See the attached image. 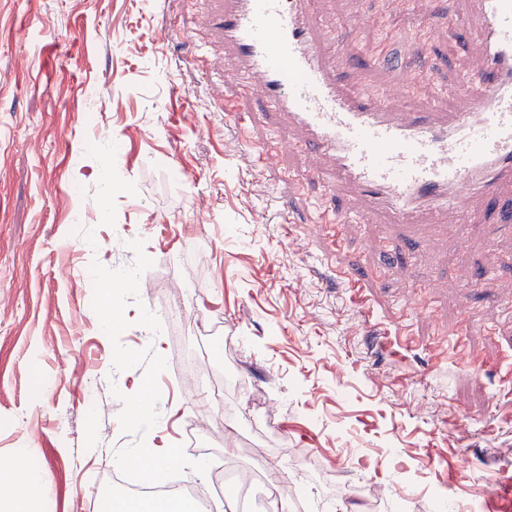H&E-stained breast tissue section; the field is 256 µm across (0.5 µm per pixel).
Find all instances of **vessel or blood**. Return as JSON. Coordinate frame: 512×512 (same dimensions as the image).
I'll return each mask as SVG.
<instances>
[{"mask_svg": "<svg viewBox=\"0 0 512 512\" xmlns=\"http://www.w3.org/2000/svg\"><path fill=\"white\" fill-rule=\"evenodd\" d=\"M481 23V55L466 82L472 92L452 112L387 109L373 95L346 92L315 39L305 0H225L205 10V28L224 36L236 59L222 84L260 87L267 107L287 113L298 142L260 146L258 156L302 151L310 166L328 160L337 184L363 208L402 220L429 212H470L484 202L491 227L512 223V0H469ZM355 211L315 227L340 242ZM493 512H512V479L486 493Z\"/></svg>", "mask_w": 512, "mask_h": 512, "instance_id": "vessel-or-blood-1", "label": "vessel or blood"}]
</instances>
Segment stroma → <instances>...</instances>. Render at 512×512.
Masks as SVG:
<instances>
[{"instance_id": "obj_1", "label": "stroma", "mask_w": 512, "mask_h": 512, "mask_svg": "<svg viewBox=\"0 0 512 512\" xmlns=\"http://www.w3.org/2000/svg\"><path fill=\"white\" fill-rule=\"evenodd\" d=\"M201 8L0 0V73L12 75L0 82V463L26 448L51 473L43 512H102L122 494L115 471L141 475L129 450L154 441L189 483L208 460L258 492L278 475L284 512H388L404 498L410 512H486L478 489L512 475V232L470 226L463 250L460 216L442 230L426 213L366 212L340 247L314 235L316 206L353 196L328 193V163L311 178L297 155L259 161V146L297 135L286 113L263 111L260 88L234 102L259 122L226 128L197 63L234 58L198 28ZM430 9L424 30L400 0L308 5L320 31L343 32L325 52L345 89L394 112H449L471 91L478 22L466 0ZM357 15L371 27L349 29ZM390 28L388 71L375 55ZM339 267L361 296L337 284ZM464 304L479 369L454 349L432 365ZM402 318L410 351L382 350ZM145 392L155 438L127 420Z\"/></svg>"}]
</instances>
